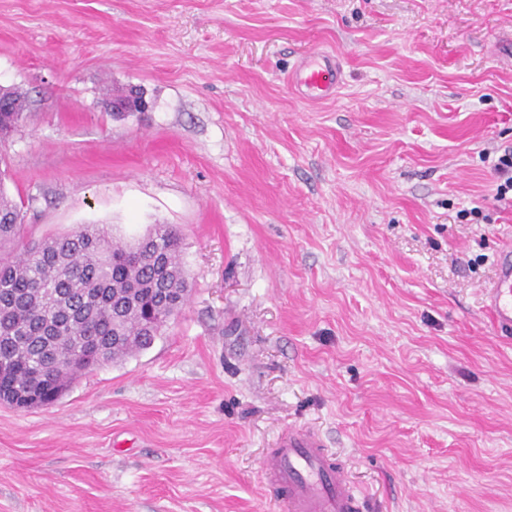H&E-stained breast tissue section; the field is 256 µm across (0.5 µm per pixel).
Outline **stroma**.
Instances as JSON below:
<instances>
[{"label": "stroma", "instance_id": "obj_1", "mask_svg": "<svg viewBox=\"0 0 512 512\" xmlns=\"http://www.w3.org/2000/svg\"><path fill=\"white\" fill-rule=\"evenodd\" d=\"M316 52L322 103L287 77ZM0 157L32 240L168 224L189 299L52 407L0 403V512H280L288 427L363 512H512V0H0ZM132 88L145 112L115 115ZM480 208L487 220L463 224ZM288 81L308 102H322L338 92L343 82V69L331 54H316L301 62ZM4 86L0 85V129H15L24 120L25 113L28 110V101L24 98L2 97ZM2 89V90H1ZM493 167L499 180L495 193L496 200L504 201L510 193L512 202V150H504V153L497 158ZM497 277L485 293L484 309L496 332L512 335V239L502 242L496 259Z\"/></svg>", "mask_w": 512, "mask_h": 512}]
</instances>
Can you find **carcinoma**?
<instances>
[{
    "mask_svg": "<svg viewBox=\"0 0 512 512\" xmlns=\"http://www.w3.org/2000/svg\"><path fill=\"white\" fill-rule=\"evenodd\" d=\"M22 220L21 206L0 187V402L34 408L53 404L87 370L94 340L120 337L105 363L149 347L154 336L142 325L144 309L151 308L161 330L181 306L153 288L127 284L182 264L179 237L168 224L129 244L97 224L28 241Z\"/></svg>",
    "mask_w": 512,
    "mask_h": 512,
    "instance_id": "carcinoma-1",
    "label": "carcinoma"
}]
</instances>
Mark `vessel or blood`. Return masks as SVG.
I'll list each match as a JSON object with an SVG mask.
<instances>
[{"mask_svg": "<svg viewBox=\"0 0 512 512\" xmlns=\"http://www.w3.org/2000/svg\"><path fill=\"white\" fill-rule=\"evenodd\" d=\"M288 81L309 102L337 93L343 69L331 54L301 62ZM497 277L485 293L484 309L496 332L512 335V239L503 241L496 259ZM262 469L276 487L283 512H360L347 473L335 465L323 443L301 427L289 428Z\"/></svg>", "mask_w": 512, "mask_h": 512, "instance_id": "b4317fda", "label": "vessel or blood"}]
</instances>
